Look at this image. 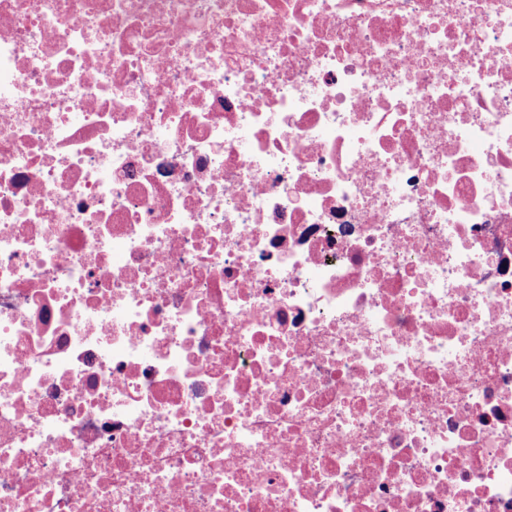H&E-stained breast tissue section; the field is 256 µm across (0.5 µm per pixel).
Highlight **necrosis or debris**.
Segmentation results:
<instances>
[{
    "label": "necrosis or debris",
    "mask_w": 512,
    "mask_h": 512,
    "mask_svg": "<svg viewBox=\"0 0 512 512\" xmlns=\"http://www.w3.org/2000/svg\"><path fill=\"white\" fill-rule=\"evenodd\" d=\"M0 512H512V0H0Z\"/></svg>",
    "instance_id": "4bbe7bcc"
}]
</instances>
